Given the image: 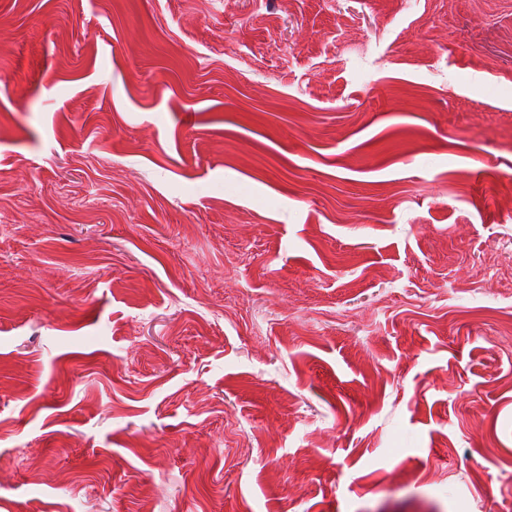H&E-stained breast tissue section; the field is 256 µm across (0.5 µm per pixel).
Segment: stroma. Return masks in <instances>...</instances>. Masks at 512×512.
Instances as JSON below:
<instances>
[{
  "instance_id": "obj_1",
  "label": "stroma",
  "mask_w": 512,
  "mask_h": 512,
  "mask_svg": "<svg viewBox=\"0 0 512 512\" xmlns=\"http://www.w3.org/2000/svg\"><path fill=\"white\" fill-rule=\"evenodd\" d=\"M511 252L512 0H0V512H512Z\"/></svg>"
}]
</instances>
